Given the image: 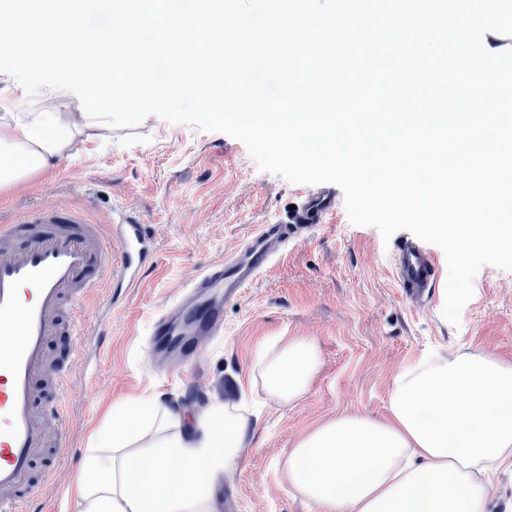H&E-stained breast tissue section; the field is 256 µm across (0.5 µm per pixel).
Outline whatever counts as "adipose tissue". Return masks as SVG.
Here are the masks:
<instances>
[{"instance_id":"obj_1","label":"adipose tissue","mask_w":512,"mask_h":512,"mask_svg":"<svg viewBox=\"0 0 512 512\" xmlns=\"http://www.w3.org/2000/svg\"><path fill=\"white\" fill-rule=\"evenodd\" d=\"M61 128L48 112L0 122V187L55 168ZM319 365L304 337L267 343L259 367L268 394L290 403ZM247 419L220 402L188 419L155 395L116 408L79 472L80 512H214L215 491L246 446ZM512 449V364L485 353L423 356L394 378L389 417L341 415L290 451L292 486L319 512H488L474 467Z\"/></svg>"}]
</instances>
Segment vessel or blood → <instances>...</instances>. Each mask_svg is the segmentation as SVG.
Instances as JSON below:
<instances>
[{
    "mask_svg": "<svg viewBox=\"0 0 512 512\" xmlns=\"http://www.w3.org/2000/svg\"><path fill=\"white\" fill-rule=\"evenodd\" d=\"M336 214L333 190L305 193L286 222L258 225L242 256L210 264L193 278L192 288H220L225 299L235 298L290 238L332 223ZM155 256L149 225L119 212L113 213L104 230L55 211L44 212L38 224L20 218L0 225V512H21L39 491L33 472L52 445L47 437L48 419H55L59 432L69 426L61 393H54L45 403L37 395V384L47 372L50 343L59 336L78 334L76 319H64V309L75 308L106 284L137 287ZM438 267L436 255L408 241L396 251L393 275L406 298L423 301L435 284ZM12 327L18 328L20 341L2 338V331ZM223 331L222 309L203 310L184 364L200 358L206 337ZM52 446L56 464L63 463L64 440Z\"/></svg>",
    "mask_w": 512,
    "mask_h": 512,
    "instance_id": "vessel-or-blood-1",
    "label": "vessel or blood"
}]
</instances>
